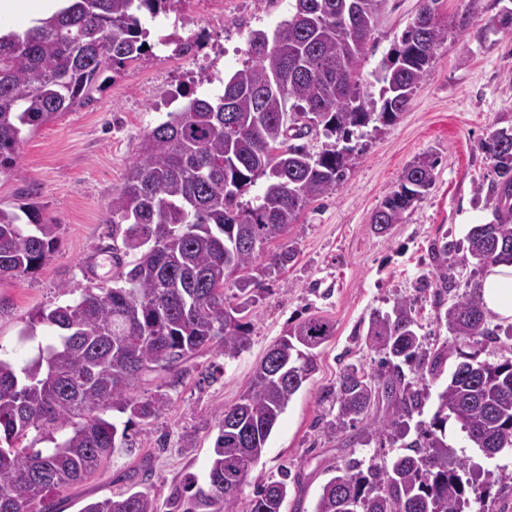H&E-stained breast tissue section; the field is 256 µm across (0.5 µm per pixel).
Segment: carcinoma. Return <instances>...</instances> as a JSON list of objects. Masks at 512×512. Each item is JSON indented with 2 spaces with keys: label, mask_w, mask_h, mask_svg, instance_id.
I'll return each instance as SVG.
<instances>
[{
  "label": "carcinoma",
  "mask_w": 512,
  "mask_h": 512,
  "mask_svg": "<svg viewBox=\"0 0 512 512\" xmlns=\"http://www.w3.org/2000/svg\"><path fill=\"white\" fill-rule=\"evenodd\" d=\"M178 0H72L23 34L0 36V174L16 163L25 135L90 99L100 77L145 53L139 13L168 15ZM387 0H295L291 17L269 37L248 42L251 63L237 70L214 99L194 98L144 137L138 160L112 192L109 223L126 253L137 256L121 284L86 288L79 300L40 312L51 342L37 347L21 371L0 359V512H52L50 497L101 475L115 452L117 409L148 420L167 404L156 392L134 394L149 372H176L204 351L234 357L253 331L246 306L227 292L247 293L262 256L282 268L293 250L265 254L267 245L297 223L307 205L331 194L354 159L348 145L372 122H394L424 80L447 36L440 0H418L411 24L383 60L371 97L363 75L367 45ZM321 126L346 142L315 155L299 143ZM495 177L477 187L493 221L473 224L460 248L433 246L435 294L454 288L457 262L482 272L512 263V128L480 144ZM435 161L409 165L400 183L373 211L369 224H400L434 181ZM264 180L255 205L241 197ZM59 225L38 205L0 207V277H20L53 253ZM481 281L455 295L445 326L463 345L495 343L512 325L491 326ZM414 302L375 312L367 342L379 355L368 375L343 369L321 398L337 407V429L363 424L353 442L389 429L407 433L423 393L404 367L438 378L450 353L422 350ZM334 325L312 316L267 351L239 402L216 412L218 434L206 484L195 478L171 486L166 512H236L280 415L317 369L316 350ZM448 384L433 421L407 444L411 452L381 464L353 459L321 488L313 512H465L476 479L454 459L446 425L452 418L486 457L512 449V345L491 360L456 349ZM387 402L382 415L373 411ZM49 448L23 445L31 430ZM288 472L254 485L246 512H283ZM80 512H158L148 492L86 503Z\"/></svg>",
  "instance_id": "carcinoma-1"
}]
</instances>
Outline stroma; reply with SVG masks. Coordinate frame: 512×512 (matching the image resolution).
<instances>
[{
	"label": "stroma",
	"mask_w": 512,
	"mask_h": 512,
	"mask_svg": "<svg viewBox=\"0 0 512 512\" xmlns=\"http://www.w3.org/2000/svg\"><path fill=\"white\" fill-rule=\"evenodd\" d=\"M417 3L388 0L369 41L365 74L378 70L412 22ZM293 5L294 0H224L219 19L209 0H178L164 21L142 14L149 51L120 72L103 75L91 102L27 135L14 167L0 175V205L37 203L44 219L60 230L45 265L25 277L0 279V356L25 364L38 344L51 339L50 327L37 321L41 311L117 281L121 268L113 259L106 219L112 193L138 159L145 133L190 99L222 92L249 58L251 32H273ZM508 13L512 0H441L448 37L405 111L394 123L358 131L352 140L356 157L336 191L309 204L286 236L269 243L272 251L293 248L295 257L263 276L254 291L247 347L232 358L213 351L198 355L182 364L175 384L165 372L146 375L137 395L146 398L165 388V410L145 423L111 411L133 450L114 456L103 475L56 493L54 512H79L89 501L124 494L131 471L160 501L186 475L205 481L217 410L236 404L270 346L313 315L331 321L335 334L318 350V371L280 416L245 492L286 469L298 476L302 492L289 495L284 512H313L322 484L350 459L380 463L403 454L406 441L391 430L367 444L348 445L347 433L326 429L332 415L320 395L347 365L374 371L378 356L365 341L369 318L391 311L400 298L415 303L424 349L455 344L438 318L433 288L421 281L432 274L431 245L462 242L470 225L492 217L478 202L476 188L493 176L481 141L493 130L512 127V28L499 23ZM173 32L192 37V55L159 45L160 36ZM423 156L436 162L432 187L402 223L374 232L371 214L405 168ZM29 327L35 337L27 341L22 332ZM447 432L455 457L478 475L482 498L472 501L469 512H512V487L495 481L500 472H512V450L489 458L456 423H448ZM187 433L194 437L189 448L182 441Z\"/></svg>",
	"instance_id": "35a3bbf8"
}]
</instances>
